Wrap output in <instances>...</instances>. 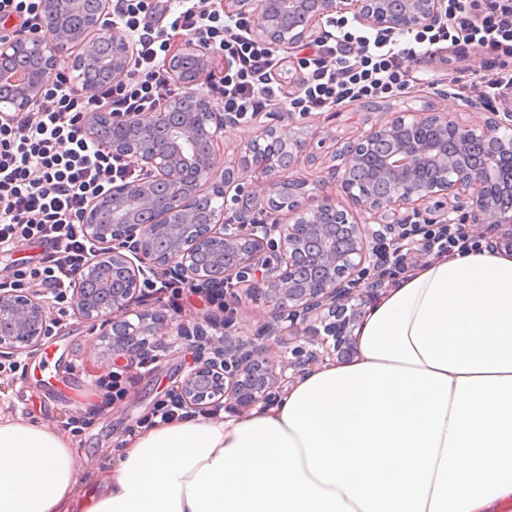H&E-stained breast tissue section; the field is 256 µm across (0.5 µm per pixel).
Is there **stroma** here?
<instances>
[{
    "label": "stroma",
    "mask_w": 512,
    "mask_h": 512,
    "mask_svg": "<svg viewBox=\"0 0 512 512\" xmlns=\"http://www.w3.org/2000/svg\"><path fill=\"white\" fill-rule=\"evenodd\" d=\"M497 67L496 55L462 53L441 41L417 64L423 82L415 84L404 96L355 100L323 112L296 114L289 120L265 114L248 126H227L213 181L221 183L230 171L240 183L255 185L256 177L244 161L246 143L259 136L265 126H289L310 141L311 157L286 170L285 178L303 182L304 200L309 206H317L322 197L330 196L339 206L352 207V200L332 178L334 170L344 165L341 150L348 142L356 140L372 124L398 113L411 117L425 112H456L453 99L446 94L455 77L473 72L490 75ZM494 110L490 104L480 112L456 114L460 121L475 122ZM232 309V326L242 339L264 335L274 322L260 295L242 296ZM312 336V325L307 322L266 338L264 356L274 367L283 368L286 383H293L305 372L304 367L288 366L290 349L310 347ZM17 360L21 371L0 372V410L66 434L78 455V487L88 491L101 473L111 470L113 449L123 447L129 437L135 436L141 420L150 415L168 391L180 385L191 357L173 347L159 356L151 369L136 368L134 361L113 357L111 340L102 338L98 329L70 309L58 316L41 346L19 354ZM121 369L134 377L127 395L93 416L82 434L72 433L68 419L83 415L92 398L95 377Z\"/></svg>",
    "instance_id": "obj_1"
}]
</instances>
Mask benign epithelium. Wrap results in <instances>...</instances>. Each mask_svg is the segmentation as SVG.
Here are the masks:
<instances>
[{
  "label": "benign epithelium",
  "instance_id": "1",
  "mask_svg": "<svg viewBox=\"0 0 512 512\" xmlns=\"http://www.w3.org/2000/svg\"><path fill=\"white\" fill-rule=\"evenodd\" d=\"M78 0H41L39 33L0 40V58L28 56L37 65L27 74L16 76L0 71V115L24 114L33 110L56 72L71 71L98 59L99 35L112 31L109 64L112 82L123 80L129 70L134 44L123 33L111 29L110 0H97L96 7L82 16L81 25L72 31L67 18ZM446 0H224L228 14L251 12L257 18L258 37L272 48L294 46L306 34L315 31L322 20L335 14H352L358 24L381 34L419 30L435 25L445 16ZM296 14L302 23L273 35L270 23L276 16ZM180 59L194 63L193 80H184ZM169 78L178 91L168 96L164 107L147 116L122 114L103 109L89 113L84 132L98 139L101 127H134L139 143L129 150L116 142H101L112 155H132L142 169V177L131 182L112 184V189L96 199L82 217V232L98 247L94 260L77 277L72 306L78 314L112 337V350L136 355L129 336H170L181 328L176 316L158 308L141 316L140 328L127 332L126 316L138 300L141 278L160 267L175 268L179 277L200 285H221L224 276L200 269L196 251L206 247L218 255L235 258L233 271L252 275L249 292L264 296L276 321H297L316 317L323 329H314V342L324 351L291 350L288 366L303 362V356L324 361L336 352H355L351 335L367 302L360 300L354 284L365 274L377 233L364 224L358 212L340 209L336 200L326 197L309 209L300 199L294 183L283 172L307 156L309 143L298 133L270 127L268 133L283 144L288 158L270 156L264 144L255 140L246 144L245 164L258 174L261 194L292 193L288 214L272 223H224L219 212L203 225L202 232L189 241L187 223L192 206L186 170L197 173V183L207 184L216 167V146L224 138V114L216 112L208 97H201L198 111L168 131L166 142L159 144L156 133L166 113L177 108L195 87L212 78L214 56L189 36L180 37L177 48L165 62ZM412 125L436 131L440 139L421 143L405 142L384 155L378 153L382 141L396 138L406 119L396 115L374 124L350 142L343 153L346 162L339 174L340 188L357 205L367 207L381 224H410L430 212L436 198L454 202L451 212L458 214L448 223L489 224L508 231L512 247V201H505L498 157L512 154V137L500 129H512V113L466 125L451 115L427 112ZM377 159L378 174L390 183L384 195L362 198L351 187L352 174L367 159ZM126 274L125 288L108 289L105 280L98 288L108 291L109 303L98 304L84 289V282L101 263ZM51 327L50 309L41 294L25 288L0 289V360L41 345ZM325 336H320V333ZM333 345H328V338ZM224 364L212 361L194 363L178 389L188 406L201 408L206 401L221 397L239 408H250L268 401L277 388L279 374L263 357V345L256 340L232 341L224 336Z\"/></svg>",
  "mask_w": 512,
  "mask_h": 512
}]
</instances>
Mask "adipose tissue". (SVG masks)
<instances>
[{"instance_id":"1","label":"adipose tissue","mask_w":512,"mask_h":512,"mask_svg":"<svg viewBox=\"0 0 512 512\" xmlns=\"http://www.w3.org/2000/svg\"><path fill=\"white\" fill-rule=\"evenodd\" d=\"M355 347L247 416L141 430L86 496L62 433L0 414V512H512V253L417 265Z\"/></svg>"}]
</instances>
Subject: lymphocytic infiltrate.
I'll use <instances>...</instances> for the list:
<instances>
[{
    "mask_svg": "<svg viewBox=\"0 0 512 512\" xmlns=\"http://www.w3.org/2000/svg\"><path fill=\"white\" fill-rule=\"evenodd\" d=\"M39 2L0 0V38L36 32ZM112 23L136 45L127 80L79 94L62 70L45 88L34 116H0V253L13 258L6 282L49 290L62 305L70 303L79 270L95 256V244L80 230L84 212L112 184L139 176L132 158L113 156L84 135L86 118L106 106L156 111L170 92L162 60L174 35L193 36L223 55L217 91L234 125L250 124L267 109L307 114L361 97L405 95L416 79L412 61L440 41L500 56L492 78L474 76L462 87L492 102L512 98V0H447L446 24L390 36L355 33L347 18L333 19L331 31L306 43L298 57L304 76L294 95L284 94L274 78L280 65L275 50L252 35L256 18L225 13L222 0H114ZM21 242L40 247L39 259L16 256ZM494 247L469 235L462 223L393 224L382 229L366 278L370 287L386 288L411 271L415 253ZM147 286L175 314L192 297L219 307L236 292L230 275L223 286L202 289L163 271Z\"/></svg>",
    "mask_w": 512,
    "mask_h": 512,
    "instance_id": "1",
    "label": "lymphocytic infiltrate"
}]
</instances>
